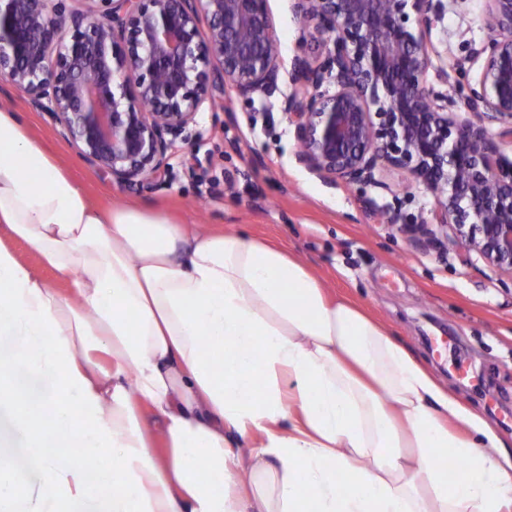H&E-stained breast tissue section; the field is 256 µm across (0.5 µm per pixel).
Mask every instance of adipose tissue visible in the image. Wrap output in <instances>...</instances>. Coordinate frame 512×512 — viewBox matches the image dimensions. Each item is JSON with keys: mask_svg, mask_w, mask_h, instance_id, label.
Here are the masks:
<instances>
[{"mask_svg": "<svg viewBox=\"0 0 512 512\" xmlns=\"http://www.w3.org/2000/svg\"><path fill=\"white\" fill-rule=\"evenodd\" d=\"M0 512H512V446L281 244L100 208L1 108Z\"/></svg>", "mask_w": 512, "mask_h": 512, "instance_id": "obj_1", "label": "adipose tissue"}]
</instances>
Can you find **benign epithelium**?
<instances>
[{
    "label": "benign epithelium",
    "instance_id": "benign-epithelium-1",
    "mask_svg": "<svg viewBox=\"0 0 512 512\" xmlns=\"http://www.w3.org/2000/svg\"><path fill=\"white\" fill-rule=\"evenodd\" d=\"M0 0V80L60 127L91 169L136 186L166 172L199 112L226 88L276 91L280 41L266 0ZM487 42L445 68L429 36L437 0H293L322 60L297 57L282 111L311 172L399 199L405 171L429 217L388 222L416 248L450 244L512 275V0H484ZM480 64L456 102L432 79ZM448 228L441 239L431 225Z\"/></svg>",
    "mask_w": 512,
    "mask_h": 512
}]
</instances>
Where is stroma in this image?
Masks as SVG:
<instances>
[{
	"label": "stroma",
	"mask_w": 512,
	"mask_h": 512,
	"mask_svg": "<svg viewBox=\"0 0 512 512\" xmlns=\"http://www.w3.org/2000/svg\"><path fill=\"white\" fill-rule=\"evenodd\" d=\"M431 39L445 62L465 58L487 39L482 0H441ZM280 38V75L271 95L245 101L232 90L205 109L165 174L121 186L95 174L47 116L0 82V107L20 112L103 208L123 204L163 211L205 230L243 229L296 254L325 287L349 294L409 348L461 400L512 441V275L477 254L442 255L409 246L374 212L390 195L348 187L296 160L298 145L281 108L296 85V56H319L303 33L293 0H267Z\"/></svg>",
	"instance_id": "obj_1"
}]
</instances>
